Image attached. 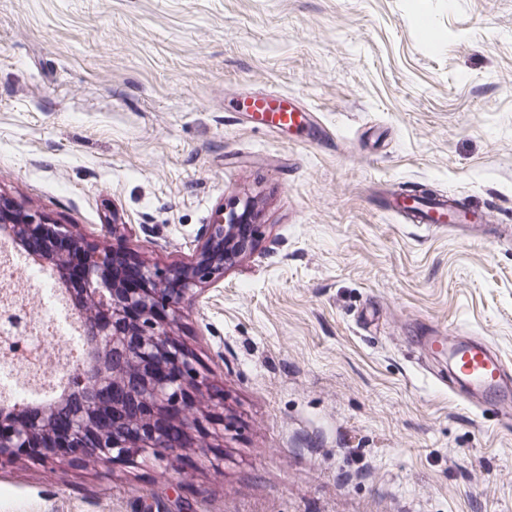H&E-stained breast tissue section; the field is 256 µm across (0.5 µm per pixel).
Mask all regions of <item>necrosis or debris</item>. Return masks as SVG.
Segmentation results:
<instances>
[{
	"label": "necrosis or debris",
	"instance_id": "4bbe7bcc",
	"mask_svg": "<svg viewBox=\"0 0 512 512\" xmlns=\"http://www.w3.org/2000/svg\"><path fill=\"white\" fill-rule=\"evenodd\" d=\"M80 328L38 268L0 240V398L24 401L68 376Z\"/></svg>",
	"mask_w": 512,
	"mask_h": 512
}]
</instances>
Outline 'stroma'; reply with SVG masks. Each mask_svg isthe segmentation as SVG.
Wrapping results in <instances>:
<instances>
[{
	"instance_id": "1",
	"label": "stroma",
	"mask_w": 512,
	"mask_h": 512,
	"mask_svg": "<svg viewBox=\"0 0 512 512\" xmlns=\"http://www.w3.org/2000/svg\"><path fill=\"white\" fill-rule=\"evenodd\" d=\"M254 95L332 141L254 127ZM383 183L486 203L487 230L402 223ZM0 194L163 270L219 208L261 226L174 326L223 423L127 466L18 458L0 512H512V419L405 340L512 360V0H0ZM275 118H277L276 121H274ZM303 121H311V124H315L317 126L319 137L316 141L312 142V144L321 145L325 142L324 140H321L322 138L329 139L332 137V134L328 130L315 123L313 117L312 120L308 119L306 112L298 106L292 105L289 109H279L275 112H271L270 124L274 130H289L291 127L296 126L297 123H301Z\"/></svg>"
}]
</instances>
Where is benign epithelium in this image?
Masks as SVG:
<instances>
[{
    "label": "benign epithelium",
    "instance_id": "benign-epithelium-1",
    "mask_svg": "<svg viewBox=\"0 0 512 512\" xmlns=\"http://www.w3.org/2000/svg\"><path fill=\"white\" fill-rule=\"evenodd\" d=\"M253 211L254 203L249 198L242 201L240 211L235 205L219 209L196 263L168 273L152 270L139 262L131 263L123 270L116 265L121 248H101L95 243H86L88 259L78 267L80 279L85 285L83 292L96 295L103 306L101 318L92 321L90 334L111 341L120 338L125 344L126 358L135 360L149 357L156 363L157 403L152 405L143 400L138 404L132 391H120L116 399L127 402V410L117 417V421L151 417L149 427L139 426L136 431L142 438L143 447L155 449L159 459L190 446L187 427L204 432L206 425L221 418L220 413L210 411L195 417L189 425L181 421V406L192 408L190 393L201 389L206 379L201 376L184 346L174 337L171 328L175 323L176 305L187 292L186 286L206 282L223 273L247 251L252 238L259 233V225L251 223ZM0 223L15 225L17 233L27 238L33 250L58 261L62 260L65 251L81 247L82 239L70 234L58 222L46 215L26 211L2 195ZM169 275L177 287L151 291L147 296L138 289L127 287L130 276L148 283L164 280ZM132 309L138 312L142 323L137 332L131 329L127 320L128 312ZM91 449L111 466L126 463L139 452L115 433L110 438L95 440ZM21 456L44 459L30 447L25 434L7 433L0 429V465Z\"/></svg>",
    "mask_w": 512,
    "mask_h": 512
}]
</instances>
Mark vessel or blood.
<instances>
[{
	"label": "vessel or blood",
	"instance_id": "vessel-or-blood-1",
	"mask_svg": "<svg viewBox=\"0 0 512 512\" xmlns=\"http://www.w3.org/2000/svg\"><path fill=\"white\" fill-rule=\"evenodd\" d=\"M380 208L402 216L411 224L483 223L481 208L467 198L451 195L406 194L388 187L377 189ZM411 345L423 347L435 360L428 373L434 381H447L449 389L470 401L481 414L496 413L500 406L512 404V362L484 339L458 336L447 340L443 331L424 324L409 330Z\"/></svg>",
	"mask_w": 512,
	"mask_h": 512
}]
</instances>
